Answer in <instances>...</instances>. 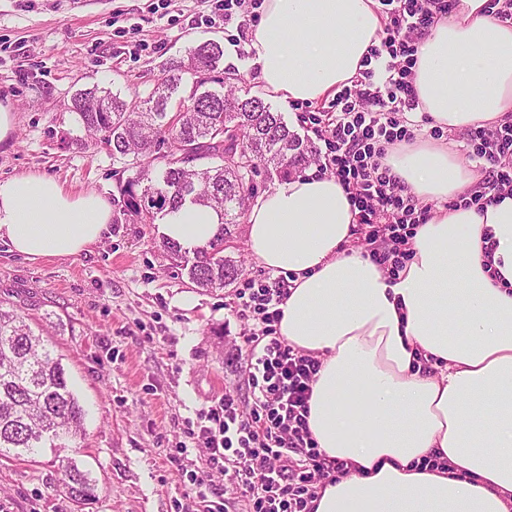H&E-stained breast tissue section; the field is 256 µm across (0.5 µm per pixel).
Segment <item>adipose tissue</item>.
<instances>
[{
  "label": "adipose tissue",
  "instance_id": "obj_1",
  "mask_svg": "<svg viewBox=\"0 0 512 512\" xmlns=\"http://www.w3.org/2000/svg\"><path fill=\"white\" fill-rule=\"evenodd\" d=\"M485 4L456 0L416 54L420 110L451 133L512 121V24ZM375 5L265 0L249 46L264 89L288 103L347 85L383 28ZM387 163L434 205L397 282L352 248L356 218L335 177H289L248 214L255 261L297 276L280 334L320 359L308 426L348 466L314 512H512V195L482 212L447 207L484 175L444 143L392 150ZM111 222L97 192L31 172L0 181V242L26 259L80 254ZM219 223L188 203L159 232L190 250Z\"/></svg>",
  "mask_w": 512,
  "mask_h": 512
}]
</instances>
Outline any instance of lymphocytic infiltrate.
<instances>
[{
    "mask_svg": "<svg viewBox=\"0 0 512 512\" xmlns=\"http://www.w3.org/2000/svg\"><path fill=\"white\" fill-rule=\"evenodd\" d=\"M375 2L384 20L382 37L326 114L309 113L308 121L325 146L321 167L332 170L350 196L358 224L367 228L369 257L395 280L413 257L412 240L429 210L392 175L384 158L390 146L412 142L420 129L410 118L420 107L413 86L415 55L453 0ZM466 146L469 159L485 163V191L468 200L481 211L512 192V124L468 130ZM293 281L290 274H268L243 279L234 291L230 311L251 323L240 347L248 397L226 390L187 419L186 438L174 445L180 456L194 440L209 451L207 469L186 473L202 512H228L225 498L212 493L217 473L230 478L249 512H314L320 489L347 472L346 463L323 457L308 428L321 362L279 332L281 306Z\"/></svg>",
    "mask_w": 512,
    "mask_h": 512,
    "instance_id": "obj_1",
    "label": "lymphocytic infiltrate"
}]
</instances>
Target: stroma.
Masks as SVG:
<instances>
[{
  "label": "stroma",
  "mask_w": 512,
  "mask_h": 512,
  "mask_svg": "<svg viewBox=\"0 0 512 512\" xmlns=\"http://www.w3.org/2000/svg\"><path fill=\"white\" fill-rule=\"evenodd\" d=\"M204 0H0V102L16 129L0 146V180L21 172L95 191L113 207L111 233L70 257L31 261L0 243V306L43 325L85 411L84 432L65 451L0 459V512H193L186 468L204 448L172 460L185 419L225 389L246 396L236 339L247 327L224 304L234 285L205 290L164 251L156 225L124 214L121 186L133 159L87 138L71 111L80 89L98 85L144 97L205 41L221 45L224 78L265 90L236 23L207 26ZM130 30L115 37V28ZM74 464L95 495L75 503L63 482Z\"/></svg>",
  "instance_id": "1"
}]
</instances>
